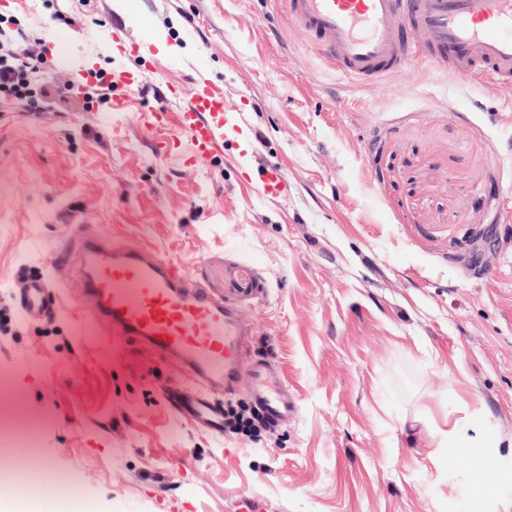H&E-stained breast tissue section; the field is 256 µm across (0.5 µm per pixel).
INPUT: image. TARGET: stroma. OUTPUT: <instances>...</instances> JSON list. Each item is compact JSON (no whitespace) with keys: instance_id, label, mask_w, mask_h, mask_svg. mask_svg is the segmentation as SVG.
Segmentation results:
<instances>
[{"instance_id":"35a3bbf8","label":"stroma","mask_w":512,"mask_h":512,"mask_svg":"<svg viewBox=\"0 0 512 512\" xmlns=\"http://www.w3.org/2000/svg\"><path fill=\"white\" fill-rule=\"evenodd\" d=\"M164 35L116 56L107 39ZM15 53L44 48L53 106L0 99V309L83 225L150 247L233 304L255 359L297 410L216 438L175 418L180 379L138 340L84 330L71 305L0 331V413L51 476L0 512H476L512 500V84L465 83L423 60L378 83L336 75L282 0H0ZM224 87L244 134L199 164L156 153L169 83ZM134 74L126 94L118 75ZM111 83L99 98L96 79ZM288 194L261 192L267 162ZM75 216L72 224L64 216ZM488 266L470 260L484 228ZM465 398L483 443L433 458L427 412ZM491 457L475 496L469 459Z\"/></svg>"}]
</instances>
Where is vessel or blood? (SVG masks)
Listing matches in <instances>:
<instances>
[{"label": "vessel or blood", "instance_id": "b4317fda", "mask_svg": "<svg viewBox=\"0 0 512 512\" xmlns=\"http://www.w3.org/2000/svg\"><path fill=\"white\" fill-rule=\"evenodd\" d=\"M309 43L346 77L380 81L423 57L441 73L486 83L512 82V0H285ZM182 102L178 125L187 136L186 154L196 163L224 150L237 120L224 110L222 86L198 77L192 92L167 87L154 111L168 119ZM265 195L288 192L281 169L270 167ZM74 262L83 286L76 302L90 328L132 337L178 364L194 385L166 384L162 397L172 414L210 435L224 434V405L214 389L233 391L250 337L235 310L191 279L182 263L156 250H132L118 241L79 231L49 257ZM64 292L43 277L31 278L15 297L21 317L38 323L57 317ZM251 390L269 416L296 410L280 374L255 363Z\"/></svg>", "mask_w": 512, "mask_h": 512}]
</instances>
